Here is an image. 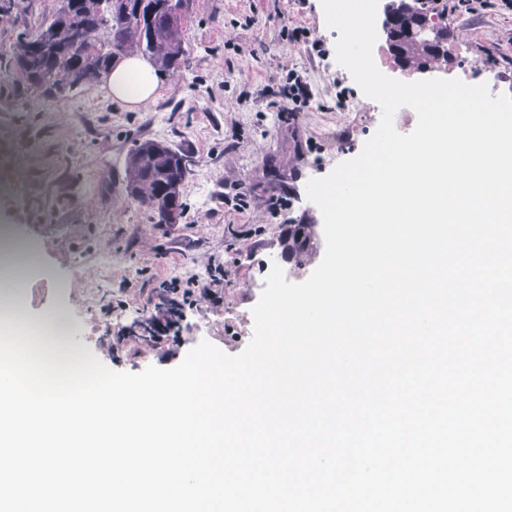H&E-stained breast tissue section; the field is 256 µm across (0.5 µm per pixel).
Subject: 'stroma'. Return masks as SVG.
Instances as JSON below:
<instances>
[{
    "label": "stroma",
    "mask_w": 512,
    "mask_h": 512,
    "mask_svg": "<svg viewBox=\"0 0 512 512\" xmlns=\"http://www.w3.org/2000/svg\"><path fill=\"white\" fill-rule=\"evenodd\" d=\"M57 6L32 0L26 11H0V48ZM445 21L460 49L434 77L468 68L477 84L491 72L512 81V10L456 12ZM299 25L324 42L325 58L289 42L287 28ZM186 35L188 71L161 76L158 98L135 111L115 106L100 84L30 99L18 112L15 85L0 77V227L36 253L18 299L31 319L62 314L77 351L115 371L174 367L203 340L241 353L253 334L263 262L280 256L288 226L309 224L315 235L308 260L283 264L293 282L306 280L324 255L308 180L356 157L380 121L378 103L336 60L339 32L327 26L321 0H191ZM292 69L312 96L288 112L281 90ZM341 86L350 91L342 104ZM138 139L191 159L176 224L155 223L124 191L125 156ZM239 185L250 203L242 212L230 202ZM281 197L289 208L270 214L269 203ZM214 262L224 265L222 304L180 321L178 335L139 342L144 310L159 323L172 318L155 281L203 277ZM116 299L124 307L104 315Z\"/></svg>",
    "instance_id": "stroma-1"
}]
</instances>
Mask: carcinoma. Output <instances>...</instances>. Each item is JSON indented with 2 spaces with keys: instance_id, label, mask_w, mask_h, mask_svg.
<instances>
[{
  "instance_id": "carcinoma-1",
  "label": "carcinoma",
  "mask_w": 512,
  "mask_h": 512,
  "mask_svg": "<svg viewBox=\"0 0 512 512\" xmlns=\"http://www.w3.org/2000/svg\"><path fill=\"white\" fill-rule=\"evenodd\" d=\"M158 2L60 0L55 14L25 32L12 47L0 50V75L22 89L17 105L25 107L26 98L32 96L31 84H42L40 96L98 84L110 75L115 59L134 52L148 54L160 74L173 75L188 68L186 25L167 23L165 12L157 9ZM391 23L389 49L403 66L421 72L448 65L447 25L432 23L429 37H417L411 33L417 20L405 15L399 5L392 10ZM80 37L85 40L83 51L69 56ZM124 167L127 196L163 222L160 197L172 182L187 180L185 154L165 143L143 141L128 151ZM313 245L311 225L290 224L281 253L300 262Z\"/></svg>"
}]
</instances>
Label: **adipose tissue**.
<instances>
[{"mask_svg": "<svg viewBox=\"0 0 512 512\" xmlns=\"http://www.w3.org/2000/svg\"><path fill=\"white\" fill-rule=\"evenodd\" d=\"M160 88L154 66L138 56L116 64L107 81V94L114 104L131 110L152 101Z\"/></svg>", "mask_w": 512, "mask_h": 512, "instance_id": "ef3b65f1", "label": "adipose tissue"}]
</instances>
